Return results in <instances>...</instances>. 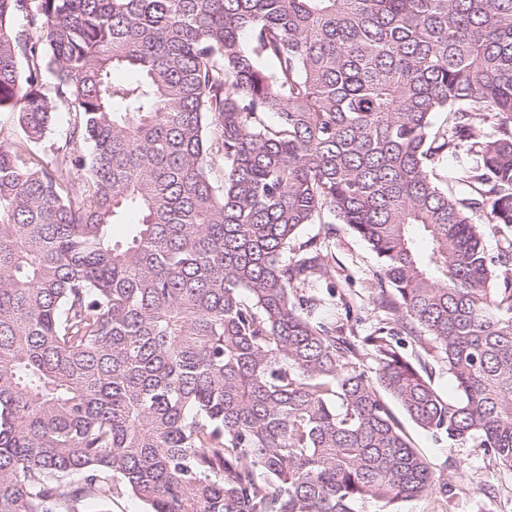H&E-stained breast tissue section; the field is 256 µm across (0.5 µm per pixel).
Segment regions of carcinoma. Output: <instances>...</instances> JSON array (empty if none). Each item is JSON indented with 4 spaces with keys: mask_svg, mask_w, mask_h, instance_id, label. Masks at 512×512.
Wrapping results in <instances>:
<instances>
[{
    "mask_svg": "<svg viewBox=\"0 0 512 512\" xmlns=\"http://www.w3.org/2000/svg\"><path fill=\"white\" fill-rule=\"evenodd\" d=\"M2 109L0 512L448 494L391 400L512 480V0H0ZM330 252L336 263L332 260L336 270L341 266L352 279L351 289L358 295L357 301L361 308L358 312L363 318V327L376 323V310L370 303L375 288H370L372 273L376 266V259L365 242L352 234L343 224H336V237L330 241ZM102 509L112 512H147L148 508L135 497L124 495L119 497L113 496L112 500L102 497L92 500L87 504L86 510L96 512Z\"/></svg>",
    "mask_w": 512,
    "mask_h": 512,
    "instance_id": "obj_1",
    "label": "carcinoma"
}]
</instances>
